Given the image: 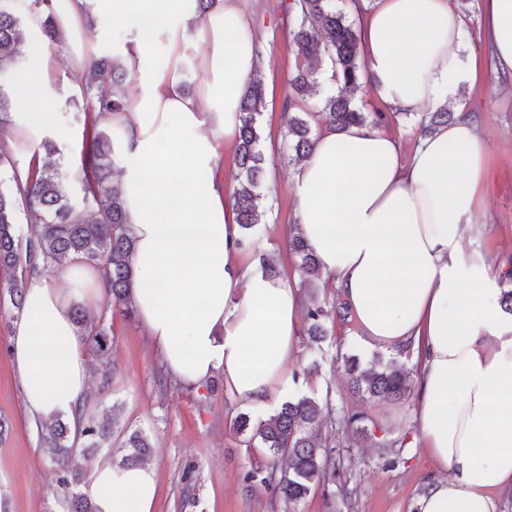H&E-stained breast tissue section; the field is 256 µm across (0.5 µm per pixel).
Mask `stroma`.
Masks as SVG:
<instances>
[{"label":"stroma","mask_w":512,"mask_h":512,"mask_svg":"<svg viewBox=\"0 0 512 512\" xmlns=\"http://www.w3.org/2000/svg\"><path fill=\"white\" fill-rule=\"evenodd\" d=\"M286 0H242L260 32L264 62L266 107L260 118L262 147L270 159L259 190L265 224L253 239L280 275L294 278L296 257L288 249L289 227L295 222L291 176L296 167L284 137V99L294 65L291 30L294 18ZM469 23L464 52L475 58L477 76L465 83L461 103L480 120L489 147L486 176L479 192L476 220L484 230L469 242L495 265L512 258V83L502 82L490 61L483 34V0H465ZM133 36L128 25L109 13L94 15L79 35H62L47 47L52 87L57 97L46 109L54 115L51 127L37 130L25 148L11 152L0 165V189L13 185L15 169L28 166L41 140L56 142L64 159L80 155L85 143V115L62 87L70 78L78 47L118 55ZM204 47L196 31L186 30L179 72L193 92L203 91ZM112 331L108 360L115 370L109 388L100 386L101 363L90 359L92 370L86 400L90 409L119 404L122 424L142 430L152 443L160 494L154 512H416L421 490L436 474L415 422L413 399L377 402L355 395L342 369L334 367L337 352L370 359L378 348L365 342L353 317L335 321L326 341L316 345L300 336L296 362L290 371L286 396L314 392L330 395L337 412H360L374 434L403 440L396 463L378 456L372 441L351 444L336 439V478L329 488L313 487L294 505H286L273 489L251 483L247 475L270 463L262 448L242 445L232 420L237 413L253 417L270 414L279 404L270 399L260 408L225 391L223 374L213 376L212 388L191 389L177 383L135 317L123 315L102 299L92 309ZM18 321L9 301L0 302V417L10 429L0 437V512H68L71 493L59 485L57 474L40 445V429L23 403L20 379L8 353V339Z\"/></svg>","instance_id":"35a3bbf8"}]
</instances>
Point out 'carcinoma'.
Masks as SVG:
<instances>
[{"instance_id":"cac0c4a2","label":"carcinoma","mask_w":512,"mask_h":512,"mask_svg":"<svg viewBox=\"0 0 512 512\" xmlns=\"http://www.w3.org/2000/svg\"><path fill=\"white\" fill-rule=\"evenodd\" d=\"M12 0H0V77H16L22 63L17 46L28 37L27 27L12 7ZM288 11L294 16L292 41L295 48V71L289 78V91L284 108L288 113V148L297 160H302L314 146L316 136L305 109L310 99L315 112L333 131L352 125L379 127L389 120L386 112H364L345 95L361 87L365 70L359 49V34L355 21L336 9L334 0H290ZM329 61L331 80L342 93L323 96L317 74L318 65ZM112 75V86L96 83L101 71ZM130 77L129 71L114 56L90 53L86 56L85 79L81 81V97L90 102L86 107L87 123L92 137L82 149L79 162L73 168L51 160L59 153L56 144L44 141L42 148L47 161L29 163L25 175L14 172L13 190H0V288H4L13 308L24 309V280L35 272L48 273L72 260L98 266L106 283L113 306L129 312L128 291L132 287L131 257L134 243L126 235L125 215L119 199L116 171L112 161V138L96 129L99 121L114 112L126 109L124 99L113 88ZM265 87L260 75L245 86L241 96L242 126L236 148L238 184L233 188L237 219L243 229L239 246H251L250 230L264 223L259 210L257 190L261 186L268 158L261 148L258 118L265 109ZM14 106L11 86L0 83V129L6 127ZM455 113L444 107L419 121V132L427 135L441 125L451 123ZM81 185V200L70 192V182ZM22 207L25 220L35 228L33 238L24 241L18 233L17 207ZM289 249L299 258L303 284L311 285L321 275L319 264L308 249L300 232L289 237ZM504 286L499 297L503 313L512 316V267L500 279ZM73 319L84 336L93 356L108 350L112 338L106 326L95 320L80 306L72 310ZM329 314L319 305L307 308V334L318 343L328 336L326 318ZM343 367L352 388L366 398L383 401L404 399L411 389L410 372L396 360H378L365 366L359 358H342ZM77 430H71L62 418L41 428V445L51 465L60 474L64 486L86 483L91 463L98 450L112 445V428L118 423L115 407L102 414L87 413L85 407L76 410ZM364 416L356 412L336 414L329 402L315 396L301 395L284 402L265 418L251 420L247 414L234 418L236 433L249 445L259 442L273 458H283L288 469L280 473L254 469L247 479L254 484L270 485L287 504H296L309 495L312 485H327L336 476L333 448L336 437L353 432L365 435L360 426ZM121 463L138 465L147 460L152 444L148 437L135 429L122 442ZM69 512H99L94 498L86 493L72 494Z\"/></svg>"}]
</instances>
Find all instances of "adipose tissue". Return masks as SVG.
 <instances>
[{"mask_svg": "<svg viewBox=\"0 0 512 512\" xmlns=\"http://www.w3.org/2000/svg\"><path fill=\"white\" fill-rule=\"evenodd\" d=\"M68 29L90 13L122 18L134 36L120 53L136 93L111 122L126 234L135 244L129 301L166 369L197 388L213 374L229 392L262 406L288 385L298 352L299 289L269 276L258 252H243L231 190L220 170L236 143L241 93L261 65L259 34L239 0H220L200 25L205 91L186 94L175 63L195 0H56ZM485 34L499 70L512 75V0H484ZM168 26L170 61L150 60ZM466 20L450 0H376L361 24V54L373 93L392 111L417 116L455 107L449 125L421 138L409 160L370 126L318 136L292 180L295 219L324 275L347 302L365 340L412 345L421 359L415 418L441 475L417 512H499L512 488V324L499 308L501 267L467 250L480 232L476 195L488 145L476 118L458 107L475 76L460 47ZM32 65L16 82L25 130L47 126L42 106L48 60L31 44ZM64 288H57V281ZM102 291L100 270L79 262L31 274L9 338L27 412L73 416L89 368L73 305ZM100 512H153L151 465H99Z\"/></svg>", "mask_w": 512, "mask_h": 512, "instance_id": "ef3b65f1", "label": "adipose tissue"}]
</instances>
